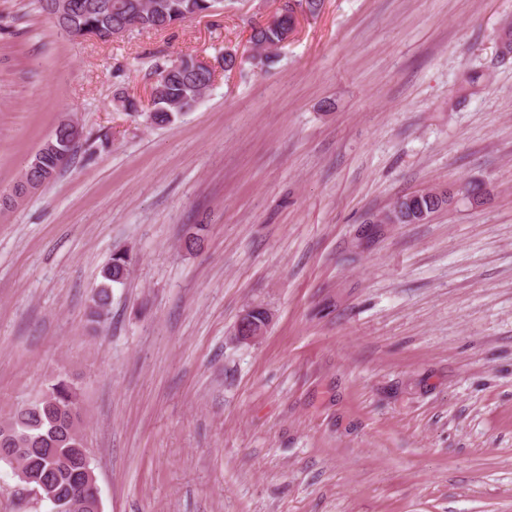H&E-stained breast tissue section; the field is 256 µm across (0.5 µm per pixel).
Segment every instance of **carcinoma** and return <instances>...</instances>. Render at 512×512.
<instances>
[{
	"label": "carcinoma",
	"instance_id": "cac0c4a2",
	"mask_svg": "<svg viewBox=\"0 0 512 512\" xmlns=\"http://www.w3.org/2000/svg\"><path fill=\"white\" fill-rule=\"evenodd\" d=\"M223 0H68L69 12L63 19L51 20L54 27L66 36L93 34L102 40L112 36V25L136 18L143 19L142 28L162 31L197 16L211 13ZM288 20L275 16L272 21L254 31L250 42L270 48L283 40L284 24ZM195 55L183 53L180 66L172 63L158 65L151 89L157 91L147 112L153 114L152 125L175 123L212 86L211 74L198 70ZM73 152L66 143L64 124L42 144L30 166L24 172L26 183L38 188L49 182L65 165L64 154ZM133 257L129 250H116L110 262L101 270L102 281L89 306V321H107L113 285L127 279ZM52 396L35 399L16 407L0 421V448H22L24 453L8 465L14 470L40 472L49 490L65 500L66 512H93L79 494L75 475L85 467L81 449L85 448L81 428L84 413L77 383L60 377L47 386Z\"/></svg>",
	"mask_w": 512,
	"mask_h": 512
}]
</instances>
